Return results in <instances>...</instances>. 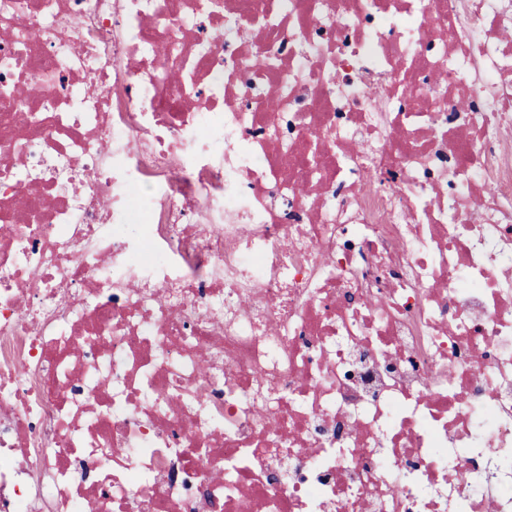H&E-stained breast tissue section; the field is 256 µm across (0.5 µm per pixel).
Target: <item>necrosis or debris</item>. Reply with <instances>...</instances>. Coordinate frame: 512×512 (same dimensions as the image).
Here are the masks:
<instances>
[{"label":"necrosis or debris","instance_id":"4bbe7bcc","mask_svg":"<svg viewBox=\"0 0 512 512\" xmlns=\"http://www.w3.org/2000/svg\"><path fill=\"white\" fill-rule=\"evenodd\" d=\"M0 512H512V0H0Z\"/></svg>","mask_w":512,"mask_h":512}]
</instances>
